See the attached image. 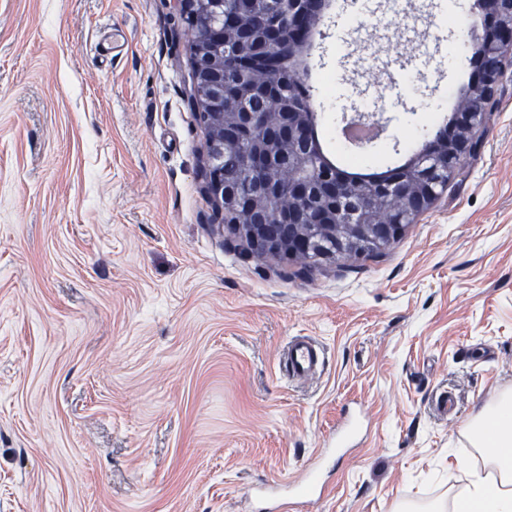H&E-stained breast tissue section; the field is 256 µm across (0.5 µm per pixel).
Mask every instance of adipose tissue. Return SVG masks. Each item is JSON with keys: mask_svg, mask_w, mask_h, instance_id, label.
I'll return each instance as SVG.
<instances>
[{"mask_svg": "<svg viewBox=\"0 0 512 512\" xmlns=\"http://www.w3.org/2000/svg\"><path fill=\"white\" fill-rule=\"evenodd\" d=\"M492 471L473 472L457 501V512H512V397L501 396L466 428Z\"/></svg>", "mask_w": 512, "mask_h": 512, "instance_id": "obj_1", "label": "adipose tissue"}]
</instances>
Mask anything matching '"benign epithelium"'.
Returning a JSON list of instances; mask_svg holds the SVG:
<instances>
[{
    "label": "benign epithelium",
    "instance_id": "1",
    "mask_svg": "<svg viewBox=\"0 0 512 512\" xmlns=\"http://www.w3.org/2000/svg\"><path fill=\"white\" fill-rule=\"evenodd\" d=\"M264 8L254 13L249 39L259 48L252 55L267 69L275 70L284 57L297 55L299 44L314 30L327 6V0H263ZM203 22L190 26L192 42L201 46L224 47V0H203ZM486 32L482 43L484 65L481 79L462 99L454 113L452 131L441 135L448 150L436 146L423 150L406 176L398 175L383 183L378 193L353 200L346 179L328 167L288 164V181L274 172L273 154L283 144L303 147L310 138L311 113L235 112L234 135L249 137L257 130H268L264 143L246 155L242 178L253 187L245 194L224 184L220 154L224 153V61L198 52L194 58V87L190 102L197 110L207 108L209 164L207 190L219 211L231 208L240 220L231 225L234 234L256 254L284 259L305 260L311 256L323 261H340L364 256L361 243L377 252L386 248L429 209L439 197L438 171L453 177L457 163L472 157L482 144V131L496 86L507 64L512 62V0H485ZM296 200L298 207L281 215L288 228V240L280 239L265 223L263 211L283 195Z\"/></svg>",
    "mask_w": 512,
    "mask_h": 512
}]
</instances>
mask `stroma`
Instances as JSON below:
<instances>
[{
	"label": "stroma",
	"mask_w": 512,
	"mask_h": 512,
	"mask_svg": "<svg viewBox=\"0 0 512 512\" xmlns=\"http://www.w3.org/2000/svg\"><path fill=\"white\" fill-rule=\"evenodd\" d=\"M367 3L320 25L345 90L324 120L387 93L389 152L458 105V30L444 0ZM190 44L179 0H0V512H265L252 488L357 404L359 448L287 512L453 503L489 471L465 424L512 392V68L430 209L308 268L249 253L205 194ZM294 336L325 363L292 383Z\"/></svg>",
	"instance_id": "obj_1"
}]
</instances>
